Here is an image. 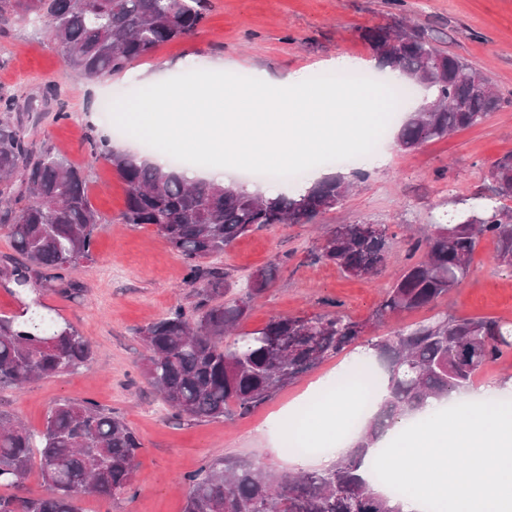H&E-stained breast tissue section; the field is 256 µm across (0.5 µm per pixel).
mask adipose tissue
I'll use <instances>...</instances> for the list:
<instances>
[{
	"mask_svg": "<svg viewBox=\"0 0 512 512\" xmlns=\"http://www.w3.org/2000/svg\"><path fill=\"white\" fill-rule=\"evenodd\" d=\"M511 390L512 380L450 396L447 404L429 406L409 433L396 438L388 458L391 474L413 486L402 512H426L430 504L450 501L456 512H512V417L496 412ZM348 405L344 394H336L324 414L306 420L310 439L333 445L320 459L323 467L349 450L348 443L334 441ZM452 457L464 460V468H449Z\"/></svg>",
	"mask_w": 512,
	"mask_h": 512,
	"instance_id": "1",
	"label": "adipose tissue"
}]
</instances>
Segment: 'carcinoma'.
<instances>
[{
    "mask_svg": "<svg viewBox=\"0 0 512 512\" xmlns=\"http://www.w3.org/2000/svg\"><path fill=\"white\" fill-rule=\"evenodd\" d=\"M207 0H0V33L30 15L44 17L50 41L67 65L100 79L151 56L167 42L194 36ZM379 63L425 89L433 105L419 108L400 127L397 143L412 150L449 133L474 127L501 106L490 83L469 63L438 48L421 33L388 24L362 31ZM487 91L480 94L474 84ZM18 98L0 92V229L21 260L0 267V280L19 288L67 291L78 265L92 257L102 225L92 208L83 170L50 148L29 146L12 119ZM93 160L111 164L128 186L123 220L148 224L187 264L185 283H203L204 302L181 305L138 329L146 351L145 377L176 419L246 415L277 392L355 343L371 326L427 306L469 275L479 242L490 239L496 260L512 268V155L492 163L495 200L474 202L457 223L435 224L411 246L424 258L401 271L374 311L359 322L340 312L273 316L260 329L233 332L274 279L280 260L257 270L247 291L224 299L229 286L202 260L224 253L247 233L277 224H305L347 196L351 178L333 175L292 194L259 198L236 185L189 181L112 149L91 145ZM389 237L367 224L326 229L312 250L316 263L344 275L369 278L386 265ZM384 369L386 393L351 451L333 466L297 476L253 463L215 458L183 481L191 487L185 512H400L402 492L384 493L366 472L369 450L399 419L446 400L512 351V328L489 318L437 315L368 340ZM90 341L70 323L36 313L26 320L0 316V387L19 388L35 378L86 367ZM142 443L122 417L88 401L55 404L43 430L34 433L0 411V485L18 493L0 496V512H79L81 494L116 500L131 489ZM38 465L47 494L32 497L23 483Z\"/></svg>",
    "mask_w": 512,
    "mask_h": 512,
    "instance_id": "obj_1",
    "label": "carcinoma"
}]
</instances>
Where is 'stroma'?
I'll list each match as a JSON object with an SVG mask.
<instances>
[{
	"label": "stroma",
	"mask_w": 512,
	"mask_h": 512,
	"mask_svg": "<svg viewBox=\"0 0 512 512\" xmlns=\"http://www.w3.org/2000/svg\"><path fill=\"white\" fill-rule=\"evenodd\" d=\"M207 18L196 35L158 47L122 73L87 80L72 71L45 37L42 19L31 18L0 36V90L31 104L22 112L35 147H49L82 167L87 193L98 212L91 261L75 274L65 294L39 292L49 317L72 323L92 342L87 368L72 375L37 380L20 389H0V410L29 430L43 429L55 403L91 401L120 415L141 437L134 490L120 502L83 495L80 512H184L190 487L183 475L221 456L245 459L280 474L312 472L297 465L278 422L297 405L298 415L321 410L328 396L320 385L336 380L366 350L368 339L438 313L459 318L490 317L512 325V269L495 259L485 240L476 248L469 276L448 295L426 307L398 314L367 330L364 339L327 359L245 416L211 422L173 418L144 376L145 350L137 330L174 305L192 308L200 289L184 283L187 267L153 227L123 223L127 186L107 162L90 163L87 140L109 129L111 145L143 155L139 140L115 128L107 104L149 86L168 63L170 76L185 73V60L198 69L223 65L233 74L269 71L311 75L325 61L347 57L373 61L364 28L405 21L441 49L465 58L498 90L501 108L481 124L400 149L396 125H387L375 155L327 165L329 174L366 171L336 209L309 224H279L238 238L205 266L224 275L234 292H245L251 274L272 259L283 265L272 286L242 320L240 332L263 327L271 316H311L337 309L367 320L386 288L407 264L415 239L432 225L445 224L467 209L476 193L488 192L490 165L512 154V0H208ZM61 89L60 104H43L44 84ZM70 117L57 120L58 107ZM384 224L390 250L384 270L370 279L344 276L335 266L313 262L309 252L319 231L335 224ZM31 294L0 284V315H21Z\"/></svg>",
	"instance_id": "1"
}]
</instances>
